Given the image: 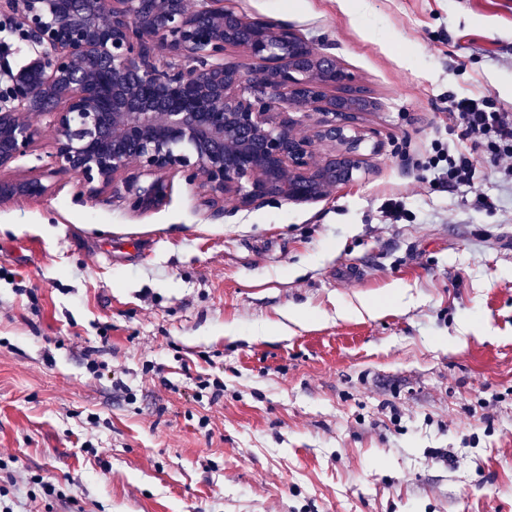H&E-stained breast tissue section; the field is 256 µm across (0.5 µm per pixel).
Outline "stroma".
I'll use <instances>...</instances> for the list:
<instances>
[{"instance_id":"1","label":"stroma","mask_w":512,"mask_h":512,"mask_svg":"<svg viewBox=\"0 0 512 512\" xmlns=\"http://www.w3.org/2000/svg\"><path fill=\"white\" fill-rule=\"evenodd\" d=\"M234 6L293 28L374 101L350 116L365 170L251 208L204 206L180 171L147 211L67 174L0 202V503L512 512V184L483 157L471 187L421 166L458 143L449 100L512 113V0ZM38 123L0 180L50 166Z\"/></svg>"}]
</instances>
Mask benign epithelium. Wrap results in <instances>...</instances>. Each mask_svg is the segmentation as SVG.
I'll list each match as a JSON object with an SVG mask.
<instances>
[{"label": "benign epithelium", "instance_id": "obj_1", "mask_svg": "<svg viewBox=\"0 0 512 512\" xmlns=\"http://www.w3.org/2000/svg\"><path fill=\"white\" fill-rule=\"evenodd\" d=\"M29 53L0 98V168L27 152L48 115L56 171L90 197L124 191L147 210L184 171L206 203L318 200L364 168L365 137L348 125L351 74L286 25L238 13L232 0H8ZM238 47L256 63L224 62ZM321 114L314 137L290 112ZM335 150L312 162L313 140ZM42 178L0 181V198L48 194Z\"/></svg>", "mask_w": 512, "mask_h": 512}]
</instances>
